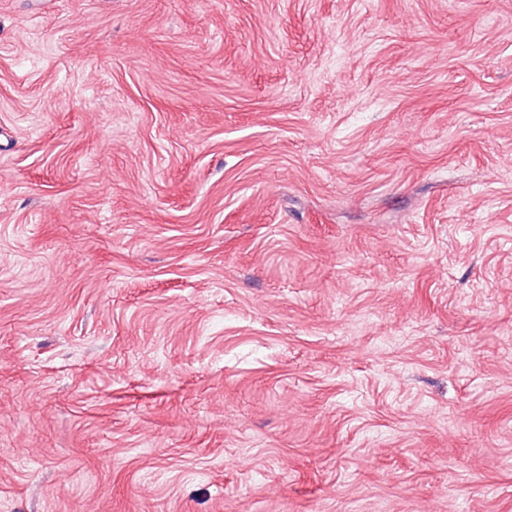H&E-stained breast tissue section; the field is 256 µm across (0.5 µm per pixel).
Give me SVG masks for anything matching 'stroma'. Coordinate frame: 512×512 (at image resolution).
I'll use <instances>...</instances> for the list:
<instances>
[{
    "mask_svg": "<svg viewBox=\"0 0 512 512\" xmlns=\"http://www.w3.org/2000/svg\"><path fill=\"white\" fill-rule=\"evenodd\" d=\"M0 512H512V0H0Z\"/></svg>",
    "mask_w": 512,
    "mask_h": 512,
    "instance_id": "1",
    "label": "stroma"
}]
</instances>
